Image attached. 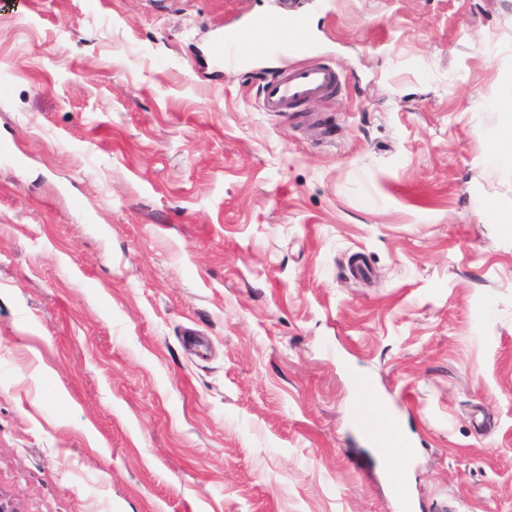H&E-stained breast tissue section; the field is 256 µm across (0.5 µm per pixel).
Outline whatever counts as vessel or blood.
<instances>
[{"mask_svg": "<svg viewBox=\"0 0 512 512\" xmlns=\"http://www.w3.org/2000/svg\"><path fill=\"white\" fill-rule=\"evenodd\" d=\"M253 42L266 52L310 49L315 37L303 15L267 14L252 23L218 34L212 46L216 59L235 69L245 68L247 59L239 52L242 43ZM340 75L327 63L292 66L266 81L261 90L264 111L285 115L301 103L323 97L338 89Z\"/></svg>", "mask_w": 512, "mask_h": 512, "instance_id": "b4317fda", "label": "vessel or blood"}]
</instances>
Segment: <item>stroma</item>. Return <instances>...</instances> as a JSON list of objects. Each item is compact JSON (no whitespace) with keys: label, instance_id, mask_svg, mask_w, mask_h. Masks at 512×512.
<instances>
[{"label":"stroma","instance_id":"35a3bbf8","mask_svg":"<svg viewBox=\"0 0 512 512\" xmlns=\"http://www.w3.org/2000/svg\"><path fill=\"white\" fill-rule=\"evenodd\" d=\"M0 0V501L13 512H512V0ZM322 61L337 94L260 109ZM371 260L368 279L348 270ZM248 41L264 52H283L310 49L315 37L305 15L267 14L252 23L229 29L225 34L219 33L213 42V55L228 67L243 69L248 60L239 53V46ZM398 418L394 415L389 407L381 402L379 405L378 421L376 424V432L380 436L391 437L402 446L404 436L398 431Z\"/></svg>","mask_w":512,"mask_h":512}]
</instances>
